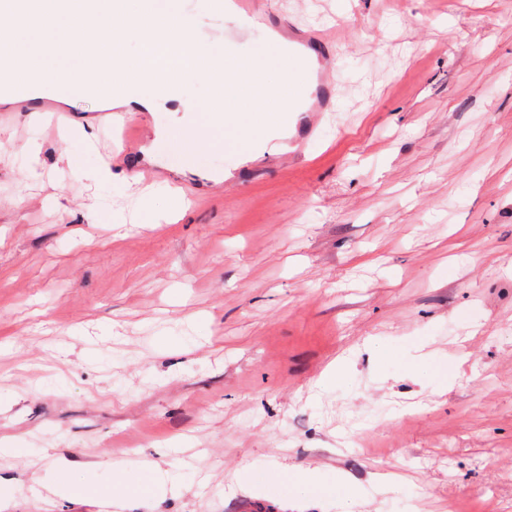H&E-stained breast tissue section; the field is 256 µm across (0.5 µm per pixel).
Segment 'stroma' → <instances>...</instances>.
I'll return each mask as SVG.
<instances>
[{"instance_id":"35a3bbf8","label":"stroma","mask_w":512,"mask_h":512,"mask_svg":"<svg viewBox=\"0 0 512 512\" xmlns=\"http://www.w3.org/2000/svg\"><path fill=\"white\" fill-rule=\"evenodd\" d=\"M293 8L358 63L311 166L227 172L217 133L224 181L181 207L183 164L144 191L80 143L99 99L0 124V512H341L332 485L353 512H512V0ZM142 460L178 493L112 468ZM307 469L324 492L291 490Z\"/></svg>"}]
</instances>
